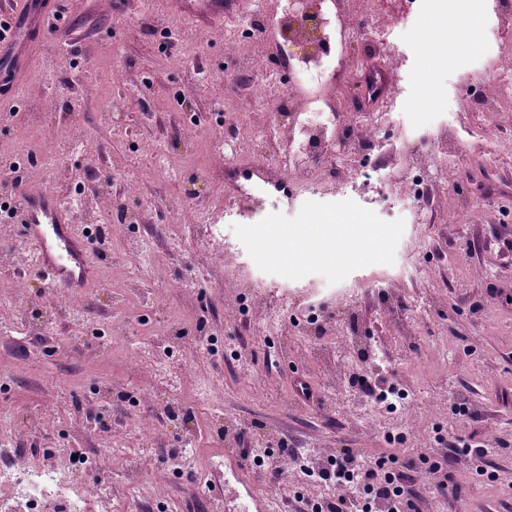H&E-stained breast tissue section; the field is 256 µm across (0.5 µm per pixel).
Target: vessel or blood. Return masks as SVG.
Returning <instances> with one entry per match:
<instances>
[{
  "label": "vessel or blood",
  "mask_w": 512,
  "mask_h": 512,
  "mask_svg": "<svg viewBox=\"0 0 512 512\" xmlns=\"http://www.w3.org/2000/svg\"><path fill=\"white\" fill-rule=\"evenodd\" d=\"M56 0L33 5L29 0L22 11L28 19L24 27H10L7 37H0V91L15 97L17 88L11 76L14 59L10 51L20 34L41 37L44 19L50 18ZM246 0H167L166 6L185 22L196 25L233 21L244 13ZM262 182L277 191L288 192L287 177L271 175L266 162L242 158L225 167V196L246 214L266 208L265 193L253 192L251 185ZM15 217L23 224L29 246L37 254L36 270L48 287L64 293L85 288L93 277L95 257L89 239L72 224L68 209L56 193L19 188Z\"/></svg>",
  "instance_id": "vessel-or-blood-1"
}]
</instances>
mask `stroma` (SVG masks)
<instances>
[{"label":"stroma","mask_w":512,"mask_h":512,"mask_svg":"<svg viewBox=\"0 0 512 512\" xmlns=\"http://www.w3.org/2000/svg\"><path fill=\"white\" fill-rule=\"evenodd\" d=\"M495 0H352L375 23L398 18L390 37L397 95L381 134L400 160L361 159L371 181L341 192L292 183V199L269 196L263 224L300 227L325 213L367 209L383 232L363 256L336 246L330 259L284 263L272 241L247 232L251 216L225 204L224 159L269 160L259 132L273 93L291 74L268 44L262 86L244 98L240 78L253 51L244 21L191 27L161 0H66L55 32L22 42L19 99L0 98V160L53 155V173L31 168L25 185L69 198L84 189L77 225L113 232L97 277L80 292L91 332L53 309L35 270L26 304L0 291V421L22 431L15 452L47 461L56 449L84 455L113 448L133 472L110 474L114 512H214L267 505V492L299 512L298 496L334 495L303 479L277 482L244 450L301 449L315 460L344 448L366 464L414 453L434 459L411 488L420 512H512V71L500 69ZM477 13V44L415 61L416 40L435 42L449 18ZM375 58L366 40L348 44L307 98L351 120L377 114L349 72ZM497 97L480 112L477 99ZM458 139L464 176L442 186L431 223L412 203L411 166L442 133ZM73 137L83 154L66 155ZM164 151L165 166L152 163ZM121 171L138 190L126 201L143 226L122 228L97 175ZM206 213L221 228L197 224ZM319 307L318 323L306 322ZM151 350L144 368L133 352ZM383 376L407 408L369 405L352 377ZM98 415L95 435L83 432ZM487 448L490 473L456 458L457 438ZM447 474L460 499L438 493Z\"/></svg>","instance_id":"1"}]
</instances>
